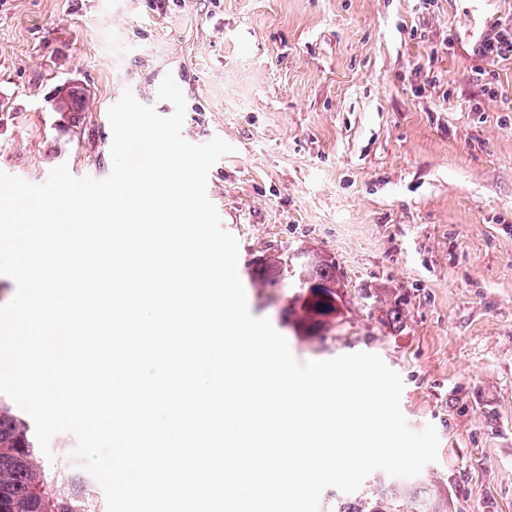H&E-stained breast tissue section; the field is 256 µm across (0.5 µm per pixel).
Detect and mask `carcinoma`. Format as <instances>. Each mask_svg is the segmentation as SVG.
I'll use <instances>...</instances> for the list:
<instances>
[{"mask_svg": "<svg viewBox=\"0 0 512 512\" xmlns=\"http://www.w3.org/2000/svg\"><path fill=\"white\" fill-rule=\"evenodd\" d=\"M87 93L79 84L66 86L52 99L54 112H79L86 107ZM288 260L276 257L255 267L256 279L263 285L288 276ZM299 273L307 284L315 285L320 297L304 308L310 325L315 317L336 309V264L319 255L304 256ZM0 512H106L103 499L92 484L85 482L65 451L57 461L46 464L27 423L11 411L0 396ZM325 512H451L449 498L417 481L387 474L365 479L353 493L327 502Z\"/></svg>", "mask_w": 512, "mask_h": 512, "instance_id": "cac0c4a2", "label": "carcinoma"}]
</instances>
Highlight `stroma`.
Instances as JSON below:
<instances>
[{
  "mask_svg": "<svg viewBox=\"0 0 512 512\" xmlns=\"http://www.w3.org/2000/svg\"><path fill=\"white\" fill-rule=\"evenodd\" d=\"M497 23L512 0H0V171L108 177L109 108L128 89L164 113L172 75L184 139L234 148L207 195L250 313L301 362L379 355L410 428L437 431L421 479L456 512H512V58L494 96L471 81ZM73 80L72 122L47 102ZM302 249L341 283L309 335L291 281L251 282Z\"/></svg>",
  "mask_w": 512,
  "mask_h": 512,
  "instance_id": "1",
  "label": "stroma"
}]
</instances>
